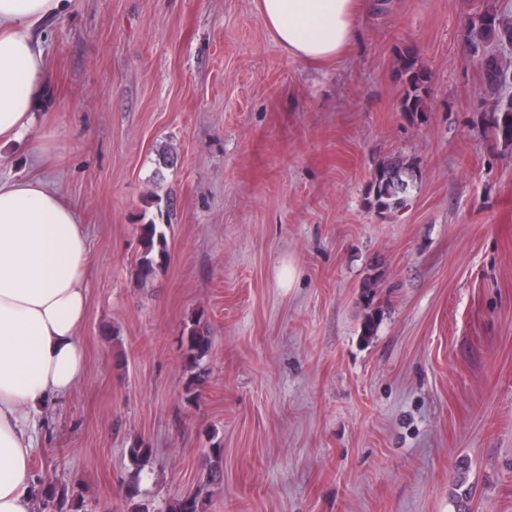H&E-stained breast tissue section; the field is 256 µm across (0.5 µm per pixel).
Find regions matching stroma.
Instances as JSON below:
<instances>
[{
    "label": "stroma",
    "instance_id": "stroma-1",
    "mask_svg": "<svg viewBox=\"0 0 512 512\" xmlns=\"http://www.w3.org/2000/svg\"><path fill=\"white\" fill-rule=\"evenodd\" d=\"M489 3L512 10L372 0L358 41L317 63L288 57L259 0H69L45 24L43 175L92 262L87 370L46 414L40 479L79 491L85 512H126L142 439L150 512L197 492L207 512H455L461 474L471 512H512V150L481 119L463 39ZM404 46L431 74L415 119L398 108ZM397 155L420 181L381 215L367 185ZM152 190L174 215L167 265L144 285ZM196 314L212 346L191 404L181 336ZM215 435L209 436L210 448L206 458L207 482L213 487H221L224 482V462L221 441L215 439ZM127 453L133 471L122 483L125 505L128 512H149L148 507L142 502L143 491L141 488L140 474L149 464L153 450L145 441L137 440L130 445Z\"/></svg>",
    "mask_w": 512,
    "mask_h": 512
}]
</instances>
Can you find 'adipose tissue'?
<instances>
[{
	"instance_id": "1",
	"label": "adipose tissue",
	"mask_w": 512,
	"mask_h": 512,
	"mask_svg": "<svg viewBox=\"0 0 512 512\" xmlns=\"http://www.w3.org/2000/svg\"><path fill=\"white\" fill-rule=\"evenodd\" d=\"M67 0H0V142L49 157L35 109L53 84L39 31ZM368 0H260L264 23L289 57L328 61L358 37ZM88 234L59 189L40 176L0 179V512H33L35 437L48 403L85 371Z\"/></svg>"
}]
</instances>
